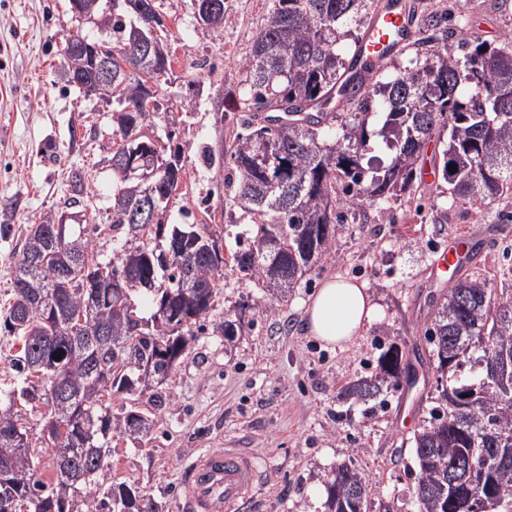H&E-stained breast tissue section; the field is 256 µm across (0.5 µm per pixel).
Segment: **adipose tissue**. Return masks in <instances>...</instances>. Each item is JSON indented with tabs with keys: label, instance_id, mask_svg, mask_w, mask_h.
<instances>
[{
	"label": "adipose tissue",
	"instance_id": "obj_1",
	"mask_svg": "<svg viewBox=\"0 0 512 512\" xmlns=\"http://www.w3.org/2000/svg\"><path fill=\"white\" fill-rule=\"evenodd\" d=\"M308 331L317 341L345 348L377 317L365 287L340 277L326 279L305 311Z\"/></svg>",
	"mask_w": 512,
	"mask_h": 512
}]
</instances>
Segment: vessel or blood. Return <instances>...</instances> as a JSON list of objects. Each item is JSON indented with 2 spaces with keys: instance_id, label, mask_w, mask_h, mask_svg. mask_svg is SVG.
<instances>
[{
  "instance_id": "1",
  "label": "vessel or blood",
  "mask_w": 512,
  "mask_h": 512,
  "mask_svg": "<svg viewBox=\"0 0 512 512\" xmlns=\"http://www.w3.org/2000/svg\"><path fill=\"white\" fill-rule=\"evenodd\" d=\"M412 38L403 0H382L353 56L361 61L390 57ZM468 236L449 238L436 261L439 269L456 266ZM266 470L248 449H209L192 457L183 469L184 512H246L250 494Z\"/></svg>"
}]
</instances>
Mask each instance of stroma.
<instances>
[{"label": "stroma", "mask_w": 512, "mask_h": 512, "mask_svg": "<svg viewBox=\"0 0 512 512\" xmlns=\"http://www.w3.org/2000/svg\"><path fill=\"white\" fill-rule=\"evenodd\" d=\"M224 3V25L216 32L197 22L194 0H163L172 70L157 94L181 115L173 143L186 175L170 202V221L219 225L232 249L247 226L233 223L224 174L203 155L233 128L246 78L242 63L273 0ZM413 3L447 11L449 48H457L461 32L493 43L512 37V0ZM78 29L97 34L93 25L77 24L68 0H0V224L13 227L12 238L0 240V314L21 242L30 225L63 210L71 169H81L89 186L80 207L97 227V249L102 259L112 256L109 160L120 139L111 102L85 96L65 77L60 50ZM446 141L441 132L426 144L416 162L414 197L349 214L329 251L287 298H274L224 267L214 307L170 378L138 397V410L153 421L150 432L136 441L113 436L109 477L140 487L161 512H179L190 457L202 448H250L268 469L255 512H326L325 483L341 464L369 478V512H414L410 439L427 414L434 369L416 365L415 383L400 380L372 407L341 392L374 376L380 350L391 342L424 345L430 300L454 278L431 269L449 235L471 232L479 240L463 273L512 289V198L485 209L451 200L433 169ZM6 201L14 202L13 210L3 209ZM334 275L363 284L378 309L376 320L344 349L317 344L305 322L310 297ZM243 303L260 309L238 335L225 337V312Z\"/></svg>", "instance_id": "obj_1"}]
</instances>
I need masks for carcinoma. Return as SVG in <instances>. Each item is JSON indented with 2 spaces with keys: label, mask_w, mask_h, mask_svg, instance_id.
<instances>
[{
  "label": "carcinoma",
  "mask_w": 512,
  "mask_h": 512,
  "mask_svg": "<svg viewBox=\"0 0 512 512\" xmlns=\"http://www.w3.org/2000/svg\"><path fill=\"white\" fill-rule=\"evenodd\" d=\"M82 0L85 21L108 37L91 40L81 31L67 41L85 42L112 59V82L93 96L112 100V122L121 144L110 167L113 257L105 262L85 232L86 213L63 211L33 225L25 237L12 282L5 327L19 341L13 387L0 392V506L21 512H160L139 488L107 482L112 433L133 438L150 423L132 406L112 415V397L134 389L130 372L168 378L184 352L191 327L209 313L223 267L272 293L290 292L306 268L326 254L345 215V197L373 206L414 191L415 162L438 129L448 132L439 161L448 194L482 205L512 195V45L498 46L464 35L462 55L448 52L445 18L421 19L411 46L425 57L415 69L379 80L385 63L367 64L363 76L342 57L338 29L370 14L375 0H275L243 62V111L248 116L228 148L231 173L224 187L241 216L252 224L245 247L224 255L208 224H170L168 208L185 174L179 148L169 145L180 123L161 111L147 82L171 71L162 0ZM68 81L92 83L91 56L63 58ZM341 134L329 129L341 113ZM380 127L368 129L369 116ZM162 120L165 137L157 135ZM393 151L389 164H364L371 139ZM455 170L448 169V166ZM160 173L153 185L137 178ZM150 297V317L131 302ZM260 306H241L224 319L233 336ZM92 329L73 331L78 317ZM430 364L444 381L430 396L428 417L413 432L416 512H471V502L492 486L489 512H512V461L490 472L480 449L512 436V395L485 388L484 361L512 360V289L496 291L480 276L458 279L434 301L424 334ZM466 354L465 367L455 362ZM60 358H54V355ZM406 348L393 342L378 357L379 373L348 388L370 402L408 368ZM62 371L66 383L41 413L53 452L55 480L37 479L21 402L44 403L43 376ZM475 389L471 405L453 412L457 393ZM327 512H368L372 488L358 470L342 464L326 482Z\"/></svg>",
  "instance_id": "carcinoma-1"
}]
</instances>
